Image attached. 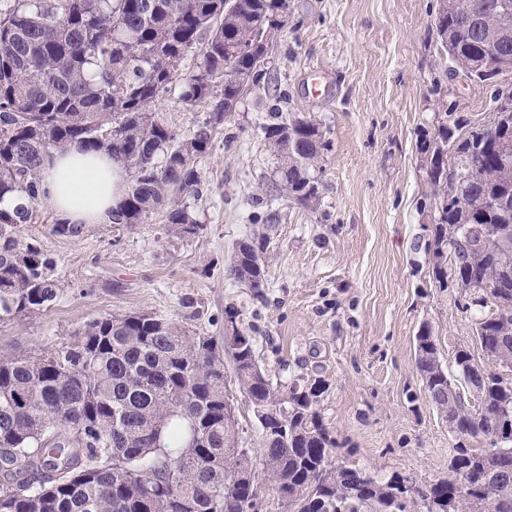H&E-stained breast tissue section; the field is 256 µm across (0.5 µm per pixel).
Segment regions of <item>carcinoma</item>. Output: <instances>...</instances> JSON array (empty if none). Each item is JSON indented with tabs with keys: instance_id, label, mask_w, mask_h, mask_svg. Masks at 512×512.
Masks as SVG:
<instances>
[{
	"instance_id": "carcinoma-1",
	"label": "carcinoma",
	"mask_w": 512,
	"mask_h": 512,
	"mask_svg": "<svg viewBox=\"0 0 512 512\" xmlns=\"http://www.w3.org/2000/svg\"><path fill=\"white\" fill-rule=\"evenodd\" d=\"M288 0H6L0 4V315L37 314L60 285L53 259L21 240L45 159L72 144L130 162L116 225L167 223L196 233L183 196L197 193V160L214 125L257 82ZM452 71L491 83L512 72V19L452 13L435 25ZM197 63L180 72L186 57ZM213 119L181 138L155 112L173 83ZM421 132L436 224L426 246L433 282L479 312L481 357L459 348L450 373L432 328L415 336L424 391L448 422V475L400 486L346 459L320 410L321 378L283 382L261 362L239 311L224 336H191L150 314L105 316L49 354L0 359V512H250L270 483L286 512H512V109L497 141L450 119L440 104ZM284 159L276 183L301 206L319 202L313 174L327 141L318 124L271 107L261 126ZM263 245L243 241L234 280L265 288ZM234 370L225 375L224 359ZM261 434L243 445L235 393Z\"/></svg>"
}]
</instances>
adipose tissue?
Masks as SVG:
<instances>
[{"label":"adipose tissue","instance_id":"ef3b65f1","mask_svg":"<svg viewBox=\"0 0 512 512\" xmlns=\"http://www.w3.org/2000/svg\"><path fill=\"white\" fill-rule=\"evenodd\" d=\"M125 190V172L111 156L89 155L75 146L54 153L39 183L41 200L63 221L82 228L109 223Z\"/></svg>","mask_w":512,"mask_h":512}]
</instances>
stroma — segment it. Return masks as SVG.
<instances>
[{
	"label": "stroma",
	"mask_w": 512,
	"mask_h": 512,
	"mask_svg": "<svg viewBox=\"0 0 512 512\" xmlns=\"http://www.w3.org/2000/svg\"><path fill=\"white\" fill-rule=\"evenodd\" d=\"M439 3L288 0L264 77L197 161L198 192L186 199L196 234L167 224L161 207L119 231L91 224L60 236L54 210L41 204L21 237L54 260L61 290L41 313L0 316V358L54 351L112 314L148 313L219 337L232 305L273 374L325 381L319 409L351 461L419 480L446 476L448 424L424 391L413 340L429 324L453 366L457 348L473 343L476 318L458 308L455 289L429 278L435 213L417 139L436 125V98L475 125L492 100L438 59ZM317 82L332 86L328 100L312 99ZM276 104L317 123L328 143L316 167L318 205L263 201L279 161L260 126ZM156 110L188 138L211 106L186 107L175 85ZM256 236L267 279L259 297L226 273L238 243Z\"/></svg>",
	"instance_id": "1"
}]
</instances>
